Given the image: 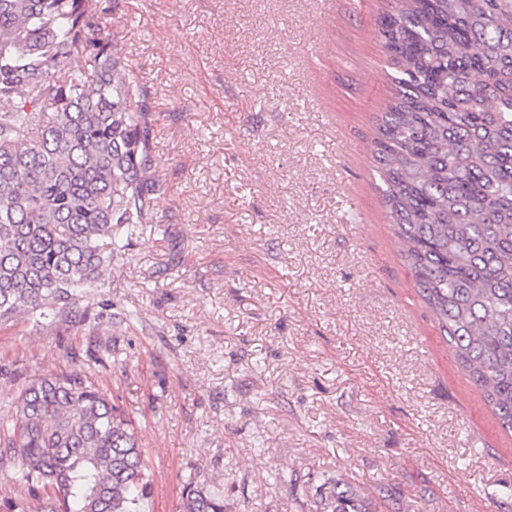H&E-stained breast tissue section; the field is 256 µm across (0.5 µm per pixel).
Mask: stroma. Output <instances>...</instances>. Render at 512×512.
Listing matches in <instances>:
<instances>
[{"label": "stroma", "instance_id": "stroma-1", "mask_svg": "<svg viewBox=\"0 0 512 512\" xmlns=\"http://www.w3.org/2000/svg\"><path fill=\"white\" fill-rule=\"evenodd\" d=\"M394 0H110L141 79L154 223L81 303L0 326V425L81 374L134 420L139 512H512V432L400 258L372 153ZM180 512H224V498L211 495L192 483L182 493Z\"/></svg>", "mask_w": 512, "mask_h": 512}]
</instances>
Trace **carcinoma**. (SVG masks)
Listing matches in <instances>:
<instances>
[{
	"label": "carcinoma",
	"mask_w": 512,
	"mask_h": 512,
	"mask_svg": "<svg viewBox=\"0 0 512 512\" xmlns=\"http://www.w3.org/2000/svg\"><path fill=\"white\" fill-rule=\"evenodd\" d=\"M103 13V0H0V324L78 312L152 223L140 79ZM380 29L395 93L373 157L400 255L512 432V0H397ZM3 444L26 491L9 512H135L150 483L132 420L79 374L32 383ZM181 512L224 499L189 483ZM332 512L371 510L341 491Z\"/></svg>",
	"instance_id": "cac0c4a2"
}]
</instances>
